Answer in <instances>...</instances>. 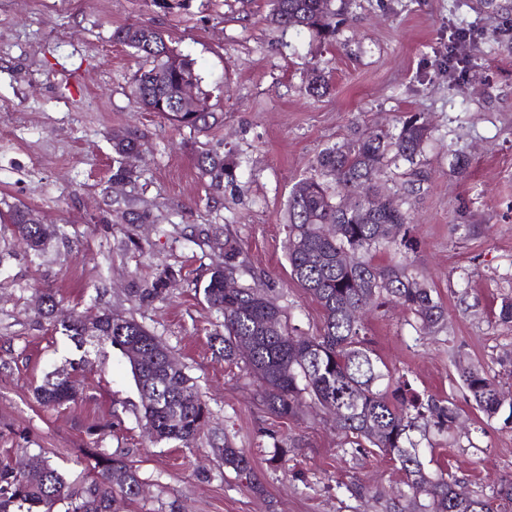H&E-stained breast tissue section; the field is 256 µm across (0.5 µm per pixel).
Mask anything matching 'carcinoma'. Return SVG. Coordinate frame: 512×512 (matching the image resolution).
Wrapping results in <instances>:
<instances>
[{
	"label": "carcinoma",
	"instance_id": "1",
	"mask_svg": "<svg viewBox=\"0 0 512 512\" xmlns=\"http://www.w3.org/2000/svg\"><path fill=\"white\" fill-rule=\"evenodd\" d=\"M268 15L283 29L307 30L329 42L336 41L349 0H268ZM112 38L134 50L145 66L134 75L131 95L148 112H158L179 127L204 131L213 113L185 109L180 91L191 84L200 91L201 76L188 56L169 47L162 34L146 24L116 29ZM431 130L411 115L397 133L377 128L324 148L317 157L319 176L296 182L287 205L288 263L290 274L320 306L323 323L318 335L295 336L287 317L276 302L259 287L224 288V279L240 266L243 254L238 239L224 238V265L211 271L203 286L208 305L223 316L224 331L212 336L224 360L243 362L261 383V402L278 419L296 418L304 397L336 415V427L344 444L358 451L366 446L400 465L405 474L406 504L387 503L386 512H498L490 500L475 491L458 493L457 480L426 471L413 433L424 418L413 399L400 389L383 390L386 375L372 357L362 336L361 317L383 301H395L413 313L421 328L430 331L445 317V310L432 290L409 273V264L378 266L372 253L388 247H408L409 210L396 201V192L384 180L390 163L417 164ZM117 158L114 178L128 179L133 170L125 160L139 153L137 142L113 138ZM197 168L216 189L236 178L238 163L219 152L205 151L197 157ZM354 195V210L336 207L339 197ZM385 199L382 208L364 215L359 203L370 196ZM7 223L18 243L40 256L55 235L28 207L8 206ZM168 272L160 274L150 288L136 291L139 301L153 300L163 292ZM44 314L82 348L87 324L97 327L95 341L109 344L122 353L138 352L130 367L140 393L142 418L148 435L157 441H179L189 446L207 427L211 412L191 378L168 361V351L144 326L132 318L103 311L91 319L60 307L55 294L42 293ZM459 378L469 398L489 419L509 408L512 395L500 382L476 366L459 367ZM40 403L59 407L76 399L68 376L54 372L36 389ZM434 426L451 427L457 411L437 401L427 402ZM224 466L256 495L265 493L251 458L244 449L224 440L219 449ZM97 475L79 487L67 482L60 469L42 452L24 451L15 459L0 458V512H110L122 498L135 502L144 481L125 458L114 457L102 448L90 449Z\"/></svg>",
	"mask_w": 512,
	"mask_h": 512
}]
</instances>
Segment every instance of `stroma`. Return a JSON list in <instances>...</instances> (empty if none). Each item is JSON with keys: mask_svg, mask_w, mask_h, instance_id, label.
<instances>
[{"mask_svg": "<svg viewBox=\"0 0 512 512\" xmlns=\"http://www.w3.org/2000/svg\"><path fill=\"white\" fill-rule=\"evenodd\" d=\"M266 0H189L170 13L144 0H0V210L24 204L59 237L31 259L0 232V455L40 448L74 486L87 479V452L123 455L146 481L119 512H384L406 493L404 475L377 449L346 451L331 416L307 403L298 419L271 417L244 364L210 346L221 317L196 285L224 262V237L238 238L244 264L234 281L262 286L294 335L315 336L319 305L291 278L286 204L316 173L325 147L411 114L432 129L421 173L389 169L405 198L413 252H377L379 265L410 259L445 309L433 332L388 302L365 319L380 368L421 399L452 403L449 431L418 439L426 469L482 488L512 479V424L486 418L469 399L458 365H477L512 389V324L498 317L512 298V0H353L335 43L266 21ZM143 22L188 54L217 116L203 132L136 108L138 61L113 32ZM458 26L476 40L448 84V40ZM329 90L308 96L311 67ZM134 134L131 180L112 179L113 136ZM218 151L239 168L221 190L195 156ZM469 161L458 172L456 158ZM147 213L118 219V205ZM163 298L134 292L162 272ZM94 316L109 311L145 326L193 379L211 412L191 447L152 443L127 358L111 346L77 349L45 317L40 294ZM71 373L79 398L41 406L34 389L55 370ZM233 441L251 455L266 487L254 495L218 450ZM280 440L293 442L272 460Z\"/></svg>", "mask_w": 512, "mask_h": 512, "instance_id": "35a3bbf8", "label": "stroma"}]
</instances>
